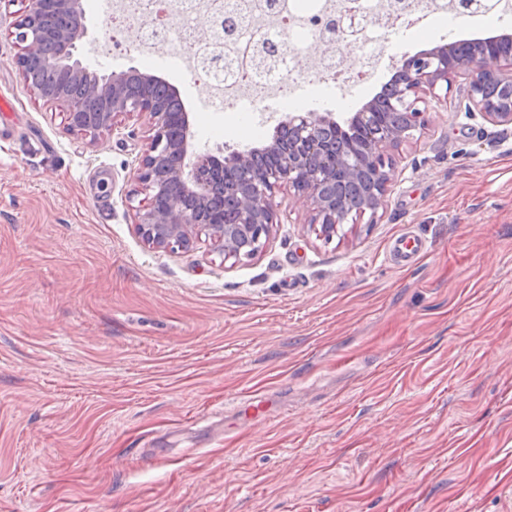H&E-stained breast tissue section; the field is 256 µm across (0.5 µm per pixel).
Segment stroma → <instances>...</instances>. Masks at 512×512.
Segmentation results:
<instances>
[{"instance_id": "stroma-1", "label": "stroma", "mask_w": 512, "mask_h": 512, "mask_svg": "<svg viewBox=\"0 0 512 512\" xmlns=\"http://www.w3.org/2000/svg\"><path fill=\"white\" fill-rule=\"evenodd\" d=\"M24 10L0 0V512H512V130L429 112L332 240L282 188L254 257L160 251L133 231L147 118L70 132L17 67ZM505 29L402 33L386 64ZM428 251V246L420 235L404 230L390 242L388 257L391 264L398 268L415 265Z\"/></svg>"}]
</instances>
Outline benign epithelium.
Listing matches in <instances>:
<instances>
[{
  "label": "benign epithelium",
  "mask_w": 512,
  "mask_h": 512,
  "mask_svg": "<svg viewBox=\"0 0 512 512\" xmlns=\"http://www.w3.org/2000/svg\"><path fill=\"white\" fill-rule=\"evenodd\" d=\"M48 3L29 0L28 13L14 26L12 36L20 46L18 68L41 99L63 109L68 129L76 134L95 139L115 129L123 115L148 116L149 147L136 168L146 201L137 212L134 231L157 249L188 248L203 233L220 246L226 261L253 257L264 247L274 224L273 193L285 184L310 204L314 223L328 239L345 224L366 216L374 219L391 184L387 150L425 126V115L431 107L448 105V75L453 72L464 71L470 76L469 116L477 114L491 125L512 127V73L484 68L488 54L478 45L467 57L456 59L451 45L443 44L405 56L401 71L406 78L390 97L380 93L341 122L333 112H285L277 119L267 142L220 159L198 147L193 118L186 110L179 113V133H171L172 94L160 99L130 92L133 80L146 87L165 81L134 67L109 74L88 71L81 61L88 34L83 0H54L77 21V26L65 33L44 25ZM328 30L336 43L343 44L361 34V22L352 12H343L328 24ZM48 40L62 42L67 58H44L42 62L61 67L80 80L89 95L103 101L101 111L88 112L65 93L32 81L30 62ZM382 98L386 107L398 115L399 123L376 125V108ZM342 127L368 133L367 146L360 151L333 147L327 133ZM263 153L275 154L277 162L253 173L240 199L238 223H210L205 206L213 181L224 175V169L244 165Z\"/></svg>",
  "instance_id": "benign-epithelium-1"
}]
</instances>
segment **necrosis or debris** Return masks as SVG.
I'll return each instance as SVG.
<instances>
[{
    "instance_id": "1",
    "label": "necrosis or debris",
    "mask_w": 512,
    "mask_h": 512,
    "mask_svg": "<svg viewBox=\"0 0 512 512\" xmlns=\"http://www.w3.org/2000/svg\"><path fill=\"white\" fill-rule=\"evenodd\" d=\"M378 0H100L99 11L106 28L94 42L90 55L117 57L135 48H147L144 67L170 59L193 73L210 90L219 108L233 113L253 135L264 129L267 107L285 112L301 108L304 98L297 86L331 90L336 99L348 100L356 85L374 76L381 65L383 38L399 29L421 32L435 22L457 20L448 0H406L397 11L378 9ZM353 10L365 17L366 34L379 41L368 48L358 65L345 67L337 52L302 59L300 47L315 38L318 20ZM246 19L245 30L226 38L223 53L234 62L230 77L218 78L202 65L207 50L206 32L223 30L228 19ZM288 31L291 44H280L278 34ZM279 44L290 65H303L301 75L270 78L258 65V42Z\"/></svg>"
}]
</instances>
